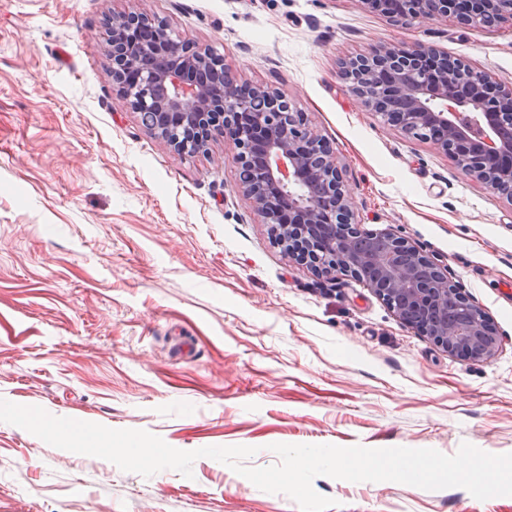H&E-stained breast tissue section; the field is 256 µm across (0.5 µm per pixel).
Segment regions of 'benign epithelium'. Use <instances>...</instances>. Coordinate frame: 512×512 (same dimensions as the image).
I'll use <instances>...</instances> for the list:
<instances>
[{
	"instance_id": "7a95c632",
	"label": "benign epithelium",
	"mask_w": 512,
	"mask_h": 512,
	"mask_svg": "<svg viewBox=\"0 0 512 512\" xmlns=\"http://www.w3.org/2000/svg\"><path fill=\"white\" fill-rule=\"evenodd\" d=\"M398 25L452 19L467 26L512 23V0H360ZM136 11L112 14L105 53L119 96L146 112L147 129L173 151L194 155L217 135L233 144L238 189L273 242L322 274L351 276L405 324L450 353L490 358L497 346L489 316L459 282L410 241L367 238L354 220L346 171L331 145L288 97L241 85L224 60L153 21L136 41ZM346 89L406 138L431 143L465 175L512 202V85L422 44L373 47L340 72Z\"/></svg>"
}]
</instances>
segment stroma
<instances>
[{"label": "stroma", "mask_w": 512, "mask_h": 512, "mask_svg": "<svg viewBox=\"0 0 512 512\" xmlns=\"http://www.w3.org/2000/svg\"><path fill=\"white\" fill-rule=\"evenodd\" d=\"M136 10L291 99L347 170L355 218L446 265L491 319L448 353L371 289L288 258L237 191L232 145L170 150L117 94L105 23ZM424 44L512 83V26L397 25L360 0H0V398L173 448L512 453V202L411 141L338 70ZM151 478L0 422V512H300L208 457ZM329 512H512L452 487L316 477Z\"/></svg>", "instance_id": "1"}]
</instances>
